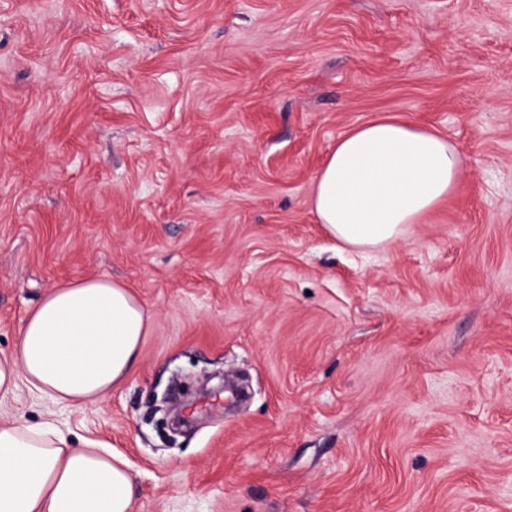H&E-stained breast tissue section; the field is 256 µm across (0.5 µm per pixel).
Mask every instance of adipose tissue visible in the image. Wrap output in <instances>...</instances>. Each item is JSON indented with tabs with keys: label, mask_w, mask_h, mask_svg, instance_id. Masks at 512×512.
<instances>
[{
	"label": "adipose tissue",
	"mask_w": 512,
	"mask_h": 512,
	"mask_svg": "<svg viewBox=\"0 0 512 512\" xmlns=\"http://www.w3.org/2000/svg\"><path fill=\"white\" fill-rule=\"evenodd\" d=\"M464 155L437 131L379 117L340 137L311 186L319 224L357 250L386 248L456 194ZM148 315L115 282L80 279L29 312L0 356V401L19 382L78 408L104 401L137 368ZM135 480L108 449L74 448L49 424H0V512H133Z\"/></svg>",
	"instance_id": "ef3b65f1"
}]
</instances>
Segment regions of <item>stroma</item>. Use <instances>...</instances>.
I'll return each instance as SVG.
<instances>
[{"instance_id":"1","label":"stroma","mask_w":512,"mask_h":512,"mask_svg":"<svg viewBox=\"0 0 512 512\" xmlns=\"http://www.w3.org/2000/svg\"><path fill=\"white\" fill-rule=\"evenodd\" d=\"M385 115L470 165L358 251L311 185ZM80 278L146 308L138 368L0 422L121 454L134 512H512V0H0V353Z\"/></svg>"}]
</instances>
